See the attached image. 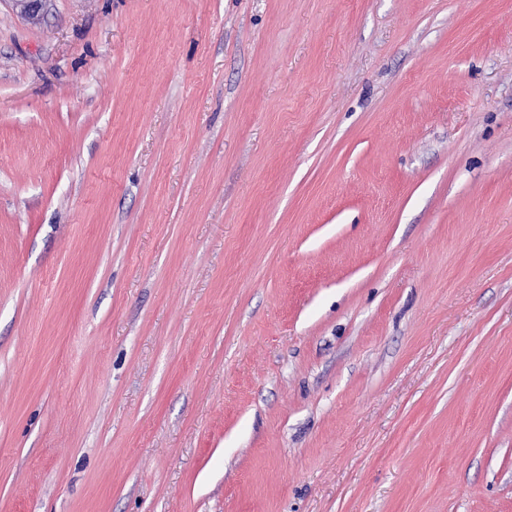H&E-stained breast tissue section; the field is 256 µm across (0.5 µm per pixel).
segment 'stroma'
<instances>
[{"label": "stroma", "mask_w": 512, "mask_h": 512, "mask_svg": "<svg viewBox=\"0 0 512 512\" xmlns=\"http://www.w3.org/2000/svg\"><path fill=\"white\" fill-rule=\"evenodd\" d=\"M0 512H512V0H0Z\"/></svg>", "instance_id": "1"}]
</instances>
